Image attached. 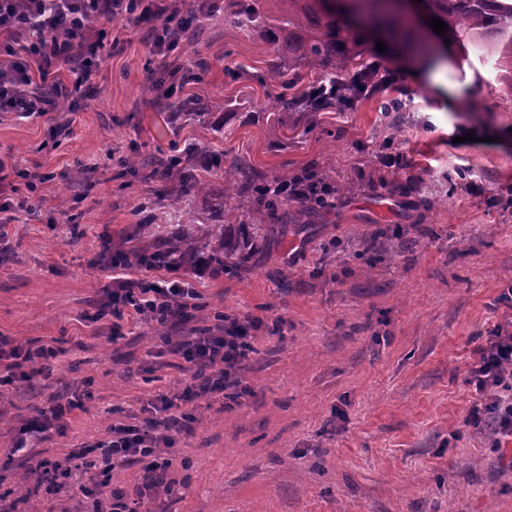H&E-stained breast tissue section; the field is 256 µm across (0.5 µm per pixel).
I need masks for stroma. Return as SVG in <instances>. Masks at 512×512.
Listing matches in <instances>:
<instances>
[{
	"mask_svg": "<svg viewBox=\"0 0 512 512\" xmlns=\"http://www.w3.org/2000/svg\"><path fill=\"white\" fill-rule=\"evenodd\" d=\"M218 3L176 50L184 70L203 75L183 96L223 98L235 115L213 151L271 176L313 167L337 192L282 244L198 283L196 325L255 318L257 355L232 408L188 405L195 434L171 450L172 484L152 495L150 512H512V439L497 443L464 423L473 352L502 321L498 298L512 285V112L494 71L471 67L454 42L441 47V65L400 43L379 53V34L365 29L375 60L409 94L400 131L375 96L285 128L270 69L277 46L236 25V0ZM103 30L85 106L34 120L0 113V183L36 207L9 227L0 336L58 352L50 386H0V497L16 512L87 507L71 491L20 482L32 463L13 450L16 429L48 406L59 381L83 407L35 451L75 465L96 455L113 422L179 392L188 377L163 343L178 330L162 338L153 324L131 322L116 339L88 319L112 282L111 271L87 264L102 233L126 251L154 231L150 209L134 206L161 189L162 174H130L123 158L178 156L205 137L193 121L169 123L146 25ZM435 74L463 95L439 94ZM247 112L260 121H244ZM60 122L65 130L51 139ZM385 150L405 153L412 169L393 174L377 160ZM93 160L105 163L101 174L71 180ZM37 166L53 178L32 194L22 174ZM471 180L483 193L468 191ZM62 191L70 216L49 223Z\"/></svg>",
	"mask_w": 512,
	"mask_h": 512,
	"instance_id": "obj_1",
	"label": "stroma"
}]
</instances>
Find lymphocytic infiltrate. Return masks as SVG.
<instances>
[{
    "label": "lymphocytic infiltrate",
    "mask_w": 512,
    "mask_h": 512,
    "mask_svg": "<svg viewBox=\"0 0 512 512\" xmlns=\"http://www.w3.org/2000/svg\"><path fill=\"white\" fill-rule=\"evenodd\" d=\"M139 21L162 20L163 26L151 29L150 51L161 66H168L171 52L182 40V29L175 22L168 0H0V112L21 118L47 114L54 94H81L100 61L89 51V39L99 22L111 21L115 15ZM69 65L67 81H54L51 95L34 87L35 78H48L54 62ZM98 266L112 272V284L104 288L96 307L95 319L111 317L112 334L120 336L123 322L137 319L161 325H188L199 292L187 281L174 263H140L144 276L130 278L131 270L124 251L101 254ZM255 348L247 324L238 318L208 328H190L188 336L171 344L172 355L194 367L191 382L179 396L162 395L148 408L144 426L118 423L102 441L100 463L88 466V481L60 462L37 461L41 479L56 488L78 489L104 487L116 464H142L145 487H154L167 464L162 449L173 447L177 434L191 435L192 414L180 405L197 399L223 395L238 386V372L243 369ZM55 352L49 348L32 351L0 337V385L27 379L24 363L34 358L48 359ZM512 365V317L495 325L484 345L478 347L469 370L468 382L477 399L466 421L478 423L491 415L500 438H512V384L504 372Z\"/></svg>",
    "instance_id": "obj_1"
}]
</instances>
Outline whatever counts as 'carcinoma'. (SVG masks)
Listing matches in <instances>:
<instances>
[{
	"label": "carcinoma",
	"mask_w": 512,
	"mask_h": 512,
	"mask_svg": "<svg viewBox=\"0 0 512 512\" xmlns=\"http://www.w3.org/2000/svg\"><path fill=\"white\" fill-rule=\"evenodd\" d=\"M241 4L238 20L247 27L261 30L278 46L279 56L272 71L283 92L276 103L301 122L317 110H327L336 100H327L313 108L303 95L287 98L288 87L302 81L306 73L318 72L330 79L336 75L358 76L373 68L365 57V43L337 22L326 0H263ZM351 10L360 14L374 28L383 29L395 41L408 42L413 32L400 13L385 15L381 5L386 0H349ZM423 12L448 25L447 35L470 46L481 59L494 60L496 70L509 66L508 95L502 99L512 107V0H422ZM170 121L182 116L221 134L236 117L224 111V103L212 98L191 96L169 105ZM196 166H183L180 160L165 163L153 155L130 156L125 165L131 173L165 165L166 186L158 197L170 198L151 216L161 228L160 234L141 249L145 254L164 253L190 268L206 259L223 268L241 264L258 246L272 237L282 241L288 225L307 224L311 217L328 206L335 192L330 185L317 181L312 193L288 208V180L270 177L246 158L236 157L221 165L219 154L205 147H195Z\"/></svg>",
	"instance_id": "obj_1"
}]
</instances>
